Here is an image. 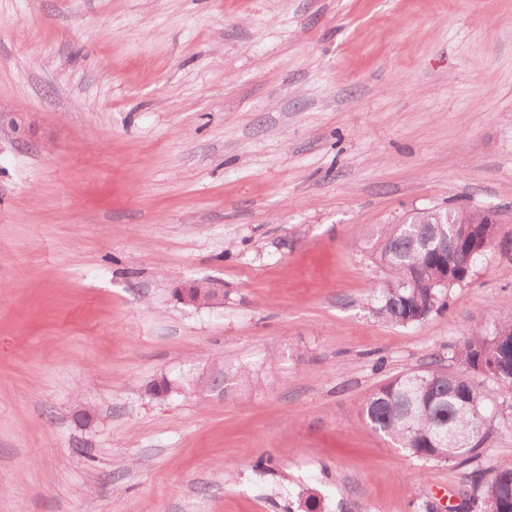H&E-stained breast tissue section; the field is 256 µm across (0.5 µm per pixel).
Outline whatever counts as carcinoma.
<instances>
[{"label": "carcinoma", "instance_id": "carcinoma-1", "mask_svg": "<svg viewBox=\"0 0 512 512\" xmlns=\"http://www.w3.org/2000/svg\"><path fill=\"white\" fill-rule=\"evenodd\" d=\"M483 210L468 206L424 209L409 222L388 228L379 245L383 275L372 288L368 308L378 319L409 326L441 311L446 302L431 300L438 289L423 283L439 276L447 260L438 244L448 241L457 255L448 288L466 282L465 271L477 243L461 236L460 221L478 224ZM451 360L464 367L452 371L439 362L409 369L378 386L364 401L361 413L372 428L387 436L408 456L424 461L464 462L478 456L491 415L476 375L492 378L512 389V320L471 331L451 351ZM470 512H512V469L493 466L476 474Z\"/></svg>", "mask_w": 512, "mask_h": 512}]
</instances>
